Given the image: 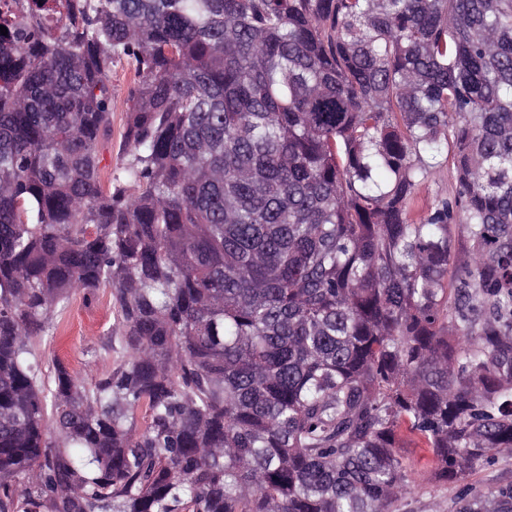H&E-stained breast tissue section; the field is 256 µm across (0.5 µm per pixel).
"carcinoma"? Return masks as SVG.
Wrapping results in <instances>:
<instances>
[{
  "label": "carcinoma",
  "mask_w": 512,
  "mask_h": 512,
  "mask_svg": "<svg viewBox=\"0 0 512 512\" xmlns=\"http://www.w3.org/2000/svg\"><path fill=\"white\" fill-rule=\"evenodd\" d=\"M0 26V512H396L399 449L452 483L512 450V0H0ZM103 286L114 368L45 375L35 339ZM109 81L112 84V150L103 151L105 160L102 165L114 169L128 158L123 147L121 133L127 121L130 102L129 89L134 84V69L126 62L112 66Z\"/></svg>",
  "instance_id": "1"
}]
</instances>
